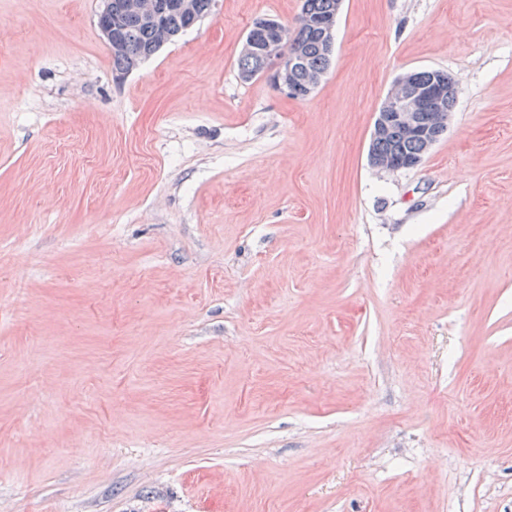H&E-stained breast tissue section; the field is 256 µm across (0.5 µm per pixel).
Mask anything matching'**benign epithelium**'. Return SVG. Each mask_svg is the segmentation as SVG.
Masks as SVG:
<instances>
[{"mask_svg": "<svg viewBox=\"0 0 512 512\" xmlns=\"http://www.w3.org/2000/svg\"><path fill=\"white\" fill-rule=\"evenodd\" d=\"M102 3L99 28L109 45L122 43L124 21L130 15L156 28L158 45L161 47L175 41L178 36V33L169 30L166 16L175 13L186 15L189 28L201 20V16L194 12L190 0H102ZM312 25L317 29L320 41L328 53H333L336 16L315 20ZM289 29L290 25L278 19H262L246 37L243 51L273 58V66L265 71L270 83L279 93L289 98L304 99L315 91L325 73L314 74L308 86L300 88L296 74L302 65V56L297 53L288 54L282 49ZM457 97L455 79L441 70L436 71L425 83L419 82L412 72L400 75L375 113L372 138H383L391 128L398 127L407 137L424 143V148L422 153L413 156L399 151L384 156L372 155L371 165L389 172L418 166L425 153L437 143L436 130L447 127L450 118L448 102L457 101Z\"/></svg>", "mask_w": 512, "mask_h": 512, "instance_id": "1", "label": "benign epithelium"}]
</instances>
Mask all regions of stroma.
Returning <instances> with one entry per match:
<instances>
[{
	"instance_id": "1",
	"label": "stroma",
	"mask_w": 512,
	"mask_h": 512,
	"mask_svg": "<svg viewBox=\"0 0 512 512\" xmlns=\"http://www.w3.org/2000/svg\"><path fill=\"white\" fill-rule=\"evenodd\" d=\"M300 6L120 77L101 0H0V512H512V0H342L308 98L242 81ZM436 71L432 78L425 83L419 82L414 72L400 75L392 84L384 102L375 113L371 139L383 138L392 127H399L407 137L413 140H404L400 130L394 129L386 140L371 143L370 149L376 153H388L384 156H370V163L378 169L395 172L418 166L425 154L441 139L448 129L446 128L452 107L448 101H457L458 86L455 79L441 71ZM427 112L429 120L420 121V114ZM424 143L422 152L417 154ZM402 148L408 154L394 151ZM413 155V156H409Z\"/></svg>"
}]
</instances>
